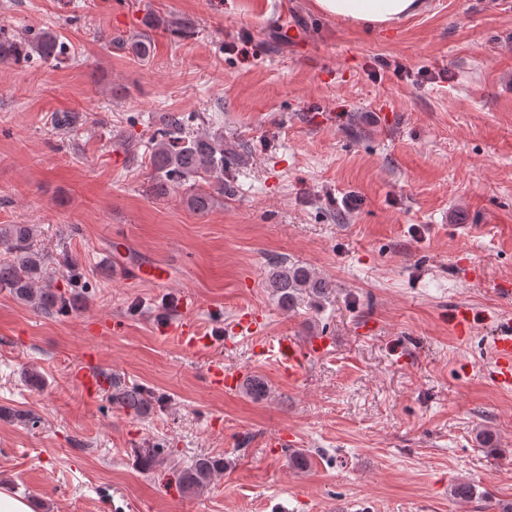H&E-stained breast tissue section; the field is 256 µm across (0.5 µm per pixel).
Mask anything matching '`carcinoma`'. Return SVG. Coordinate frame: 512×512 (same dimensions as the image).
<instances>
[{"label":"carcinoma","mask_w":512,"mask_h":512,"mask_svg":"<svg viewBox=\"0 0 512 512\" xmlns=\"http://www.w3.org/2000/svg\"><path fill=\"white\" fill-rule=\"evenodd\" d=\"M49 64H57L68 56L67 45L57 33L43 30L32 36L15 34L0 25V62L27 61L32 55ZM188 118L179 112H168L162 117V126L151 140L150 160L153 179L161 184L184 185L205 176L214 179L213 191L194 192L189 201L199 211L207 210L215 195H224V169L230 152L224 150V135L219 133L189 132ZM0 247L6 258L0 261V290L7 289L36 310L48 314L65 313L77 298L80 273L76 263L69 264L61 275L65 285L39 286L42 279V257L31 244V229L14 224L0 230ZM268 286L279 307L292 311L303 297L320 306L330 300L335 287L325 278L304 265L286 260H274L267 272ZM112 403L143 416L152 408L150 391L138 384L110 383ZM224 473V459L203 455L196 458L179 475V483L187 492H201L219 474Z\"/></svg>","instance_id":"carcinoma-1"}]
</instances>
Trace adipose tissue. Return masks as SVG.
Segmentation results:
<instances>
[{"mask_svg": "<svg viewBox=\"0 0 512 512\" xmlns=\"http://www.w3.org/2000/svg\"><path fill=\"white\" fill-rule=\"evenodd\" d=\"M323 14L349 23L385 27L418 13L422 0H315Z\"/></svg>", "mask_w": 512, "mask_h": 512, "instance_id": "1", "label": "adipose tissue"}]
</instances>
